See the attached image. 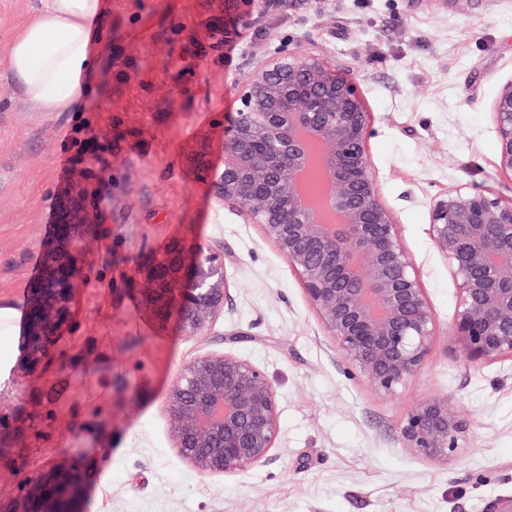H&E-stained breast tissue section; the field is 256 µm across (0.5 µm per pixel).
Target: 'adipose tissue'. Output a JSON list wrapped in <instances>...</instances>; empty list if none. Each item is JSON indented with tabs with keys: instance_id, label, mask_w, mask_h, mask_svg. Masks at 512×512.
Returning <instances> with one entry per match:
<instances>
[{
	"instance_id": "obj_1",
	"label": "adipose tissue",
	"mask_w": 512,
	"mask_h": 512,
	"mask_svg": "<svg viewBox=\"0 0 512 512\" xmlns=\"http://www.w3.org/2000/svg\"><path fill=\"white\" fill-rule=\"evenodd\" d=\"M107 13L102 0H41L7 48L22 100L40 112H67L88 91L92 31Z\"/></svg>"
}]
</instances>
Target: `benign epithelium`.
I'll list each match as a JSON object with an SVG mask.
<instances>
[{"label": "benign epithelium", "mask_w": 512, "mask_h": 512, "mask_svg": "<svg viewBox=\"0 0 512 512\" xmlns=\"http://www.w3.org/2000/svg\"><path fill=\"white\" fill-rule=\"evenodd\" d=\"M500 171L512 178V80L491 105ZM369 112L336 65L304 49L268 58L252 71L213 184L224 203L244 208L297 272L335 345L378 390L391 394L418 375L435 324L411 256L381 198L366 147ZM320 169L324 196L308 203L302 173ZM84 186L63 200L41 276L30 288L22 351L37 367L60 337L81 272L75 239L95 224ZM437 251L459 285L456 336L473 363L512 358V200L448 192L430 205ZM141 299L156 320L178 317L190 335L230 299L224 265L210 248L170 241L141 265ZM175 448L205 478H229L272 460L276 392L265 372L230 353L203 354L168 396ZM468 421L432 398L407 415V448L448 460L462 450ZM81 480L52 463L11 512H79Z\"/></svg>", "instance_id": "7a95c632"}]
</instances>
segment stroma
Wrapping results in <instances>:
<instances>
[{"instance_id":"1","label":"stroma","mask_w":512,"mask_h":512,"mask_svg":"<svg viewBox=\"0 0 512 512\" xmlns=\"http://www.w3.org/2000/svg\"><path fill=\"white\" fill-rule=\"evenodd\" d=\"M104 2L88 94L75 111L39 112L6 63L38 0H0V512L53 462L79 466L80 512H485L512 496V359L463 356L458 285L429 224L433 200L456 188L512 198L491 112L512 80V0H272L238 38L224 29L242 0ZM295 45L362 96L380 195L435 318L423 370L392 395L341 354L262 227L212 188L254 64ZM88 128L99 147L84 156ZM200 148L204 170L189 162ZM82 183L99 224L76 241L69 323L30 369L29 289L60 197ZM175 238L212 248L227 272L231 299L197 336L141 305L140 264ZM224 350L260 367L279 403L272 460L225 480L178 456L167 411L182 368ZM435 397L470 423L446 462L401 435Z\"/></svg>"}]
</instances>
